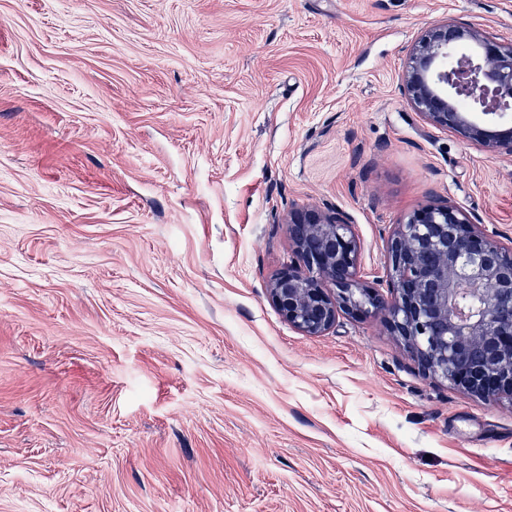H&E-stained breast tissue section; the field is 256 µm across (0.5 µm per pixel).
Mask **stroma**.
<instances>
[{"instance_id": "35a3bbf8", "label": "stroma", "mask_w": 512, "mask_h": 512, "mask_svg": "<svg viewBox=\"0 0 512 512\" xmlns=\"http://www.w3.org/2000/svg\"><path fill=\"white\" fill-rule=\"evenodd\" d=\"M444 21L512 43V0H0V512H512V405L268 293L302 209L383 295L429 203L512 242V159L404 96Z\"/></svg>"}]
</instances>
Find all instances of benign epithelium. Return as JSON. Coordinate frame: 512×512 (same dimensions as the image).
Instances as JSON below:
<instances>
[{
  "mask_svg": "<svg viewBox=\"0 0 512 512\" xmlns=\"http://www.w3.org/2000/svg\"><path fill=\"white\" fill-rule=\"evenodd\" d=\"M465 42L472 56L447 64ZM404 93L425 122L491 154L512 156V124L490 127L470 110L495 115L512 100V46L446 22L412 55ZM296 260L270 281L284 318L317 336L339 313L381 315L421 371L488 403L512 401V248L471 223L451 203L424 206L388 242L392 300L360 280L351 225L318 209L289 221Z\"/></svg>",
  "mask_w": 512,
  "mask_h": 512,
  "instance_id": "obj_1",
  "label": "benign epithelium"
}]
</instances>
